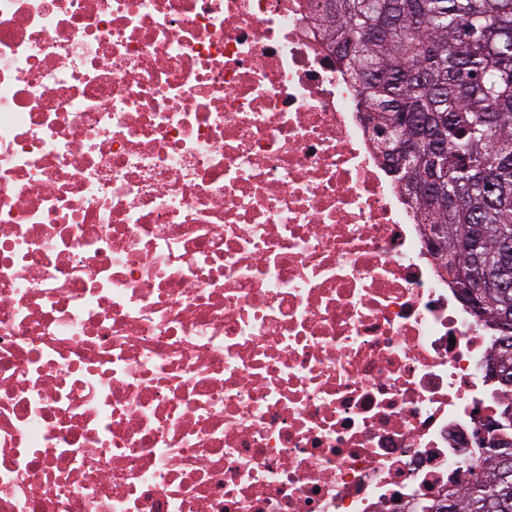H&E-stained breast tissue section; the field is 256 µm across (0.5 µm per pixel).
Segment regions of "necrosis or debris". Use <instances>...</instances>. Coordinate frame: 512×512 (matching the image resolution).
<instances>
[{"label":"necrosis or debris","mask_w":512,"mask_h":512,"mask_svg":"<svg viewBox=\"0 0 512 512\" xmlns=\"http://www.w3.org/2000/svg\"><path fill=\"white\" fill-rule=\"evenodd\" d=\"M316 0H0V512H401L507 399Z\"/></svg>","instance_id":"obj_1"}]
</instances>
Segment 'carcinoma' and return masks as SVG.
<instances>
[{
	"label": "carcinoma",
	"instance_id": "cac0c4a2",
	"mask_svg": "<svg viewBox=\"0 0 512 512\" xmlns=\"http://www.w3.org/2000/svg\"><path fill=\"white\" fill-rule=\"evenodd\" d=\"M322 22L362 85L388 172L436 256L454 260L449 282L496 330L492 360L512 387V0H326ZM394 120V139L421 159L387 143ZM446 501L449 512H512V463L487 453Z\"/></svg>",
	"mask_w": 512,
	"mask_h": 512
}]
</instances>
